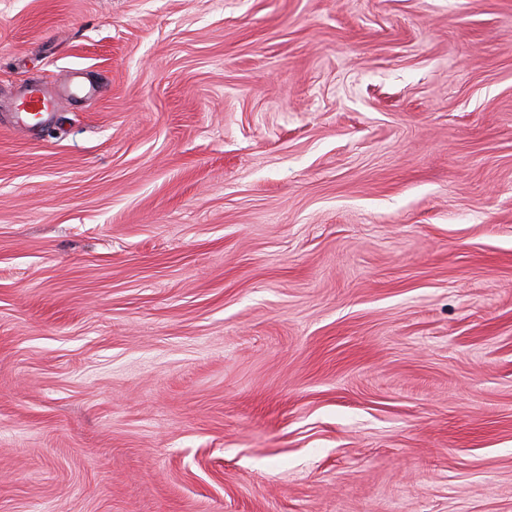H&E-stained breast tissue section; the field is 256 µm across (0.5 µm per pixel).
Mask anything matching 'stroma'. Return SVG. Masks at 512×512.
Listing matches in <instances>:
<instances>
[{"label": "stroma", "mask_w": 512, "mask_h": 512, "mask_svg": "<svg viewBox=\"0 0 512 512\" xmlns=\"http://www.w3.org/2000/svg\"><path fill=\"white\" fill-rule=\"evenodd\" d=\"M0 512H512V0H0ZM24 110L32 112H49L54 106V96L46 89L44 83H32L22 89L18 95Z\"/></svg>", "instance_id": "1"}]
</instances>
